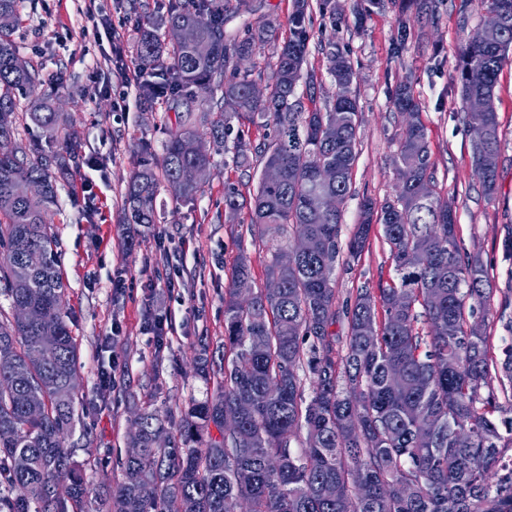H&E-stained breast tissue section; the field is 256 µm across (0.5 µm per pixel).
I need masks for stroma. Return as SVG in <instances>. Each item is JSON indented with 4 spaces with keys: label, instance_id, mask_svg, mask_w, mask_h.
<instances>
[{
    "label": "stroma",
    "instance_id": "1",
    "mask_svg": "<svg viewBox=\"0 0 512 512\" xmlns=\"http://www.w3.org/2000/svg\"><path fill=\"white\" fill-rule=\"evenodd\" d=\"M335 3L343 16L337 29L312 12L307 59L320 82L318 107L336 94L322 42L336 39L356 70L358 155L341 206L340 239L351 237L363 198L381 203L396 194L404 119L392 109L389 94L412 79L435 162L434 190L453 206L461 253L481 254L495 290L489 313H475L472 321L488 336L493 355H501L512 344L504 321L512 307L503 308L500 294L512 283V251L504 245L512 229V62L504 65L495 88L500 152L497 188L488 195L472 165L471 136L452 79L462 47L486 16L485 6L480 0H383L360 15L355 0ZM83 5L84 0H20L14 40L43 78L63 75L59 104L78 138L76 161L47 217L59 241L69 324L79 348V403L66 446L85 481L108 493L121 478L119 461L144 402L162 412L213 391L197 375L195 358L201 345L224 344V294L237 257L249 256L257 291L267 283L270 256L250 223L249 207H242L236 223L224 221L225 185L246 194L256 182L221 151L213 153L211 174L194 202L163 193L155 223L123 224L127 181L146 160L142 143L161 151L168 130L184 115L170 97L144 104L134 79L138 29L146 18L165 13L166 0H98L93 21L85 19ZM292 8V0H248L224 29L241 36L248 26L270 20L281 39ZM401 19L410 28L402 48L396 42ZM109 26L124 36L122 55H115L105 34ZM159 235L165 239L161 248L155 242ZM172 276L177 283L170 289L166 282ZM393 277L382 227L373 225L360 258L343 255L336 264V303L345 305L358 291L377 290ZM148 308L166 312L176 327L166 346H157L147 328ZM108 369L115 378L103 389L98 376Z\"/></svg>",
    "mask_w": 512,
    "mask_h": 512
}]
</instances>
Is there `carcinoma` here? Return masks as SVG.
<instances>
[{
	"instance_id": "obj_1",
	"label": "carcinoma",
	"mask_w": 512,
	"mask_h": 512,
	"mask_svg": "<svg viewBox=\"0 0 512 512\" xmlns=\"http://www.w3.org/2000/svg\"><path fill=\"white\" fill-rule=\"evenodd\" d=\"M229 0H169L167 14L139 30L136 66L144 103L170 93L190 100L179 128L168 133L159 159L127 182L126 224L155 223L164 187L180 201L201 187L184 172L211 165L200 154L203 135L232 151L236 166L275 168L260 176L251 223L270 242L267 278L242 304L224 298V354L219 369L207 348L201 378L221 375L217 389L180 409L178 436L156 411L138 413L122 460L121 481L107 496L92 490L71 460L65 438L76 407L78 347L69 326L58 241L47 215L58 203L57 178L75 158L76 134L45 91L38 70L14 42L19 0H0V138L14 139L19 117L42 129L49 144L18 146L0 155V295L11 307L31 303L40 319H0V512H512V346L497 359L487 337L469 332L467 312L490 295L478 255L457 245L455 217L433 188L435 163L413 82L390 95L406 118L395 159L409 180L382 204L367 198L347 243L357 259L372 225L383 226L396 278L373 295L360 290L345 306L346 355L336 359V288L341 213L319 215L323 194L346 199L357 152L359 104L349 56L331 39L322 48L335 99L303 111L299 85L314 98L316 74L305 68L310 0H294L288 38L268 63L266 95L252 89L253 60L272 22L244 37L224 32ZM499 26H478L461 50L453 81L460 87L472 136V163L484 190L496 189L499 125L495 88L512 58V0H482ZM188 26L191 43L160 30ZM221 92L222 101L214 100ZM271 127L257 145L245 126ZM321 165L336 181L321 185ZM239 190L224 188V223H236ZM288 251V265L281 263ZM251 277L238 255L233 280ZM312 385L303 393L298 370ZM227 414L238 419L224 429ZM216 435H211L210 428ZM306 432L297 454L291 442ZM281 460L272 471L268 458ZM150 485L152 494L141 488Z\"/></svg>"
}]
</instances>
